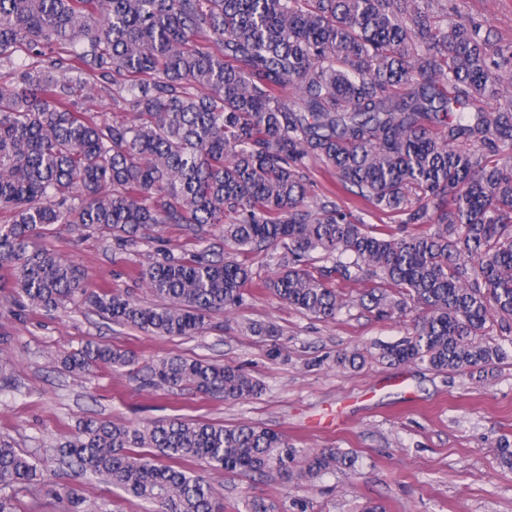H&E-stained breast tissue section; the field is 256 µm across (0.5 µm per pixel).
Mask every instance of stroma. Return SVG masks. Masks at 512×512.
Here are the masks:
<instances>
[{
    "instance_id": "stroma-1",
    "label": "stroma",
    "mask_w": 512,
    "mask_h": 512,
    "mask_svg": "<svg viewBox=\"0 0 512 512\" xmlns=\"http://www.w3.org/2000/svg\"><path fill=\"white\" fill-rule=\"evenodd\" d=\"M452 21H474L493 41L512 45V0H444ZM311 195L347 206L367 224L387 216L339 190L320 169L311 173ZM44 248L80 264L90 287H112L144 303L153 297L138 277L164 253L177 256L208 250L221 253L219 232L197 237L168 224L136 245L88 234L72 225L47 227ZM252 271L243 305L232 314H213L198 336H154L113 323L83 304L46 313L20 310L12 297L9 266H0V336L12 359L0 366V439L50 459L55 485L75 487L111 512H148V505L88 474L59 463L55 447L73 435L78 420L109 417L127 424L183 417L227 426L249 423L285 434L294 447L337 448L356 459L343 470L308 480L210 474L224 512H245L252 497L279 505L295 500L308 512H512V470L501 466L496 447L512 441V358L489 373H439L421 364L389 365L379 346L397 342L413 329L411 318L382 321L357 304L322 321L282 303L262 283L271 270L265 253L244 255ZM251 322H271L272 341L251 335ZM100 340L136 358L133 370L98 364L75 374L54 364L60 352ZM358 351L356 366L337 358ZM166 356L200 358L241 366L260 380L259 398L228 402L186 387L173 392L142 385V371Z\"/></svg>"
}]
</instances>
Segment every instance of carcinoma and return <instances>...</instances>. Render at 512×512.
Masks as SVG:
<instances>
[{"label": "carcinoma", "instance_id": "1", "mask_svg": "<svg viewBox=\"0 0 512 512\" xmlns=\"http://www.w3.org/2000/svg\"><path fill=\"white\" fill-rule=\"evenodd\" d=\"M440 2L0 0V208L11 212L0 265L20 308L80 302L147 333L199 335L244 303L252 272L236 255L164 256L140 272L157 299L147 305L89 287L84 269L33 239L52 224L120 245L164 224L214 227L242 253L272 250L265 287L318 319L354 301L379 319L418 307L413 333L381 348L391 365L470 373L503 361L507 350L482 337L512 334V99L486 105L503 71L512 80V45L490 50L481 26L448 21ZM103 91L123 116L88 106ZM316 165L401 226L432 229H374L317 200ZM314 253L333 268L310 266ZM332 274L380 285L352 299ZM60 362L122 371L135 358L89 343ZM148 386L232 401L263 391L236 366L180 356L150 365ZM58 451L153 512H221L188 463L287 481L355 466L269 428L180 417L87 418ZM35 482H48L44 462L1 439L0 512H17L16 489ZM59 492L71 512H112Z\"/></svg>", "mask_w": 512, "mask_h": 512}]
</instances>
